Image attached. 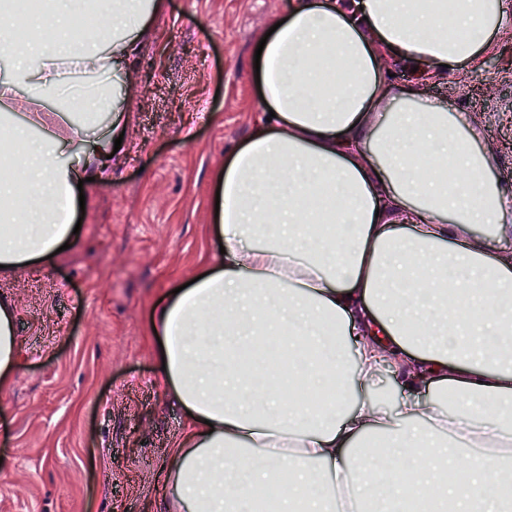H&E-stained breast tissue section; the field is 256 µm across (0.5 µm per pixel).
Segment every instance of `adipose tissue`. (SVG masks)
Here are the masks:
<instances>
[{
  "instance_id": "1",
  "label": "adipose tissue",
  "mask_w": 512,
  "mask_h": 512,
  "mask_svg": "<svg viewBox=\"0 0 512 512\" xmlns=\"http://www.w3.org/2000/svg\"><path fill=\"white\" fill-rule=\"evenodd\" d=\"M164 6L112 0L110 41L84 31L60 51L0 25V99L28 106L21 69L61 99L34 115L46 136L13 126L0 153L6 270L46 262L72 236L78 182L110 178L129 128L110 77L130 85L129 58ZM511 29L512 0H293L260 58L274 116L217 176L223 251L151 315L161 382L188 413L167 466L172 512H253L259 487L276 491V512H365L379 482L388 512L425 487L437 512H512L497 494L512 480V185L493 181L461 114L417 86L391 94L385 70L459 69ZM66 64L82 79L62 97ZM106 110L107 137L86 148ZM20 183L29 203L16 212ZM14 321L0 298V395L18 365ZM384 368L405 390L386 405L367 393ZM300 383L324 403L295 400ZM446 461L466 484L438 481Z\"/></svg>"
}]
</instances>
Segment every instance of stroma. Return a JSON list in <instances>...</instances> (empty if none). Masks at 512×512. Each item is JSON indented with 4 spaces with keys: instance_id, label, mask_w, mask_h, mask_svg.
<instances>
[{
    "instance_id": "35a3bbf8",
    "label": "stroma",
    "mask_w": 512,
    "mask_h": 512,
    "mask_svg": "<svg viewBox=\"0 0 512 512\" xmlns=\"http://www.w3.org/2000/svg\"><path fill=\"white\" fill-rule=\"evenodd\" d=\"M289 0H167L136 44L133 135L112 179L84 190L78 234L53 263L0 273L15 305L18 368L0 397V512H164L183 409L158 383L156 301L206 269L213 188L262 110L255 51ZM426 97L472 120L512 182V30Z\"/></svg>"
}]
</instances>
